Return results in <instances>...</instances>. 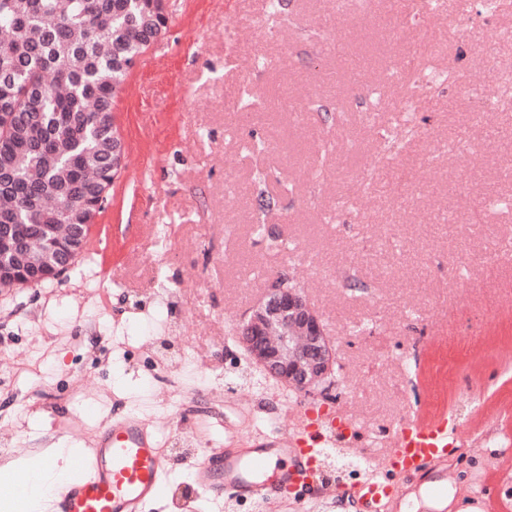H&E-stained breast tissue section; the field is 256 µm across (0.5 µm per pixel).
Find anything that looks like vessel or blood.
I'll list each match as a JSON object with an SVG mask.
<instances>
[{"label": "vessel or blood", "instance_id": "1", "mask_svg": "<svg viewBox=\"0 0 512 512\" xmlns=\"http://www.w3.org/2000/svg\"><path fill=\"white\" fill-rule=\"evenodd\" d=\"M305 422L328 441L339 426L336 415L324 411L306 412ZM451 451L447 418L425 426L405 425L389 450V476L355 484L352 497L363 512H379L399 499V478L446 481L448 474L439 464ZM315 454L302 437L293 444L281 437L254 448H219L197 465L194 481L217 498L263 502L273 486L289 490L307 485ZM169 464L141 418L131 413L114 417L98 434L94 448L80 457L79 475L69 480L53 512H144L146 505L159 500Z\"/></svg>", "mask_w": 512, "mask_h": 512}]
</instances>
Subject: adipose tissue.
Here are the masks:
<instances>
[{"mask_svg": "<svg viewBox=\"0 0 512 512\" xmlns=\"http://www.w3.org/2000/svg\"><path fill=\"white\" fill-rule=\"evenodd\" d=\"M74 451L59 445L46 449L42 455L35 458L25 457L7 463V470L14 472H35V481L40 490L27 499V512H45L48 501L53 493L58 491L72 463Z\"/></svg>", "mask_w": 512, "mask_h": 512, "instance_id": "adipose-tissue-1", "label": "adipose tissue"}]
</instances>
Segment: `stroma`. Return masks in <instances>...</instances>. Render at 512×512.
Returning a JSON list of instances; mask_svg holds the SVG:
<instances>
[{"label":"stroma","instance_id":"35a3bbf8","mask_svg":"<svg viewBox=\"0 0 512 512\" xmlns=\"http://www.w3.org/2000/svg\"><path fill=\"white\" fill-rule=\"evenodd\" d=\"M166 0V34L114 99L123 172L76 268L0 291V464L57 443L92 447L133 412L171 450L145 512L228 510L184 449L301 433L307 409L354 431L341 449L381 467L399 424L456 419L455 497L512 512V109L490 107L512 18L481 0ZM348 40L362 67L327 52ZM424 42L457 78L402 112L407 56ZM262 106L238 119L244 95ZM377 96L370 114L356 97ZM345 107L343 123L313 101ZM301 286L335 347L332 399L226 384L235 329L277 273ZM172 295H165L164 286ZM182 346L184 363L156 349ZM494 429L499 444L473 435ZM317 488L264 512H337Z\"/></svg>","mask_w":512,"mask_h":512}]
</instances>
